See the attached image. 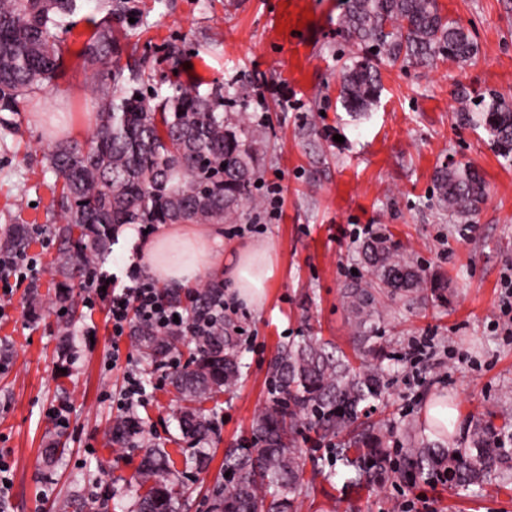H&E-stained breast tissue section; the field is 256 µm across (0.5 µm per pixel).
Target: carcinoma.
Masks as SVG:
<instances>
[{
    "instance_id": "1",
    "label": "carcinoma",
    "mask_w": 512,
    "mask_h": 512,
    "mask_svg": "<svg viewBox=\"0 0 512 512\" xmlns=\"http://www.w3.org/2000/svg\"><path fill=\"white\" fill-rule=\"evenodd\" d=\"M82 0H0V112L18 111L20 99L52 83L62 67L55 30L76 13ZM342 32L370 53L354 56L341 77L340 99L351 113L369 111L380 90L378 62L428 66L443 58L466 63L477 46L464 28L443 17L437 0H349ZM119 39L108 29L93 36L78 52L87 65L105 64ZM474 121L488 133L504 157L512 154V101L501 97L484 105ZM62 181L58 223L48 225L58 244L56 272L93 283L94 269L109 257L117 227L123 224H233L244 204L252 202L255 151L249 132L224 115V87L202 94L178 83L173 94L151 104L119 78L97 101V122L86 145L63 141L45 155ZM443 209L460 219L475 212L486 184L469 165L440 167L434 174ZM29 245L26 226L12 224L0 236L1 253L23 252ZM373 279L348 286L343 299L354 316L355 339L371 352L375 324L384 318L380 297L408 296L427 287L423 271L397 252L391 239L378 234L362 246ZM162 300L186 304L196 316L224 298V278L184 293L163 288ZM238 324L220 319L201 336L192 337L189 363L176 367L169 380L186 403L176 415L184 438L197 446L185 460L207 468L212 421L200 403L233 390L241 377ZM133 336L142 358L158 366L185 344L183 332L156 334L136 323ZM270 403L253 422L249 448L224 451L222 476L210 491L212 512H297L305 492L306 456L296 435L303 427L323 438L338 437L354 427L371 403L383 396L385 370L380 365L354 366L330 342L304 338L281 349L272 363ZM140 418L116 421L109 441L134 445L143 441ZM512 419L496 425L493 416L476 419L460 446L451 450L423 441L405 449L403 475L423 479L445 472L455 486L482 487L487 479L512 480ZM58 439L42 449L51 466L65 453ZM335 460L354 485L380 484L389 475L388 452L381 438L364 430L335 449ZM135 481L143 489L130 512H180L185 489L175 460L158 444L146 448ZM111 489L91 497L72 494L58 503L63 512H109Z\"/></svg>"
}]
</instances>
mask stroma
<instances>
[{"label": "stroma", "mask_w": 512, "mask_h": 512, "mask_svg": "<svg viewBox=\"0 0 512 512\" xmlns=\"http://www.w3.org/2000/svg\"><path fill=\"white\" fill-rule=\"evenodd\" d=\"M349 0H86L83 10L56 30L64 56L57 78L22 99L11 129L0 127V229L30 230L27 254L34 280L19 283L0 318V345L10 355L0 366V456L9 463L6 505L0 512H55L73 490L91 495L113 489L112 512H128L142 449L108 441L128 373L142 369L132 339L112 341L108 305H84L71 326L70 360L58 357L63 278L53 261L47 227L58 220L60 193L44 153L59 140L86 143L96 123L95 101L117 71L139 66L135 86L165 97L174 83L221 84L236 89L224 110L248 123L260 158L259 187H281L278 220L255 206L239 214L236 230H223L224 256L251 240L277 247L276 273L261 305L237 302L233 319L243 330L242 377L230 393L205 402L215 425L204 471L184 466L185 441L173 417L181 401L165 369L153 372L155 389L135 408L146 437L176 439L173 458L191 487L181 512H207L224 451L245 445L270 399V364L289 343L313 336L354 355V328L342 293L371 272L358 231L385 233L427 280L443 282L441 296L394 298L375 326V343L395 363L386 373V401L371 422L384 435L392 461L408 436L424 437L427 405L447 398L457 408L452 434L460 444L472 418L512 415V319L500 310V283L512 273V156L495 150L484 129L469 121L479 98L512 99V0H438L449 20L478 45L464 65L440 60L424 67L381 62V94L368 112L354 115L340 102V76L359 49L340 21ZM306 27L295 31L297 19ZM123 28L111 64L92 69L76 56L83 42L106 27ZM471 164L487 195L461 220L442 210L434 173ZM95 337H87V327ZM433 339L432 357L414 370L400 356L416 337ZM119 361H111L113 350ZM69 403L66 426L49 411ZM68 450L53 471L43 466L48 435ZM298 444L309 461L307 492L299 512H394L402 498H427L432 512H512V482L479 488L430 485L391 476L382 485L352 486L331 476L336 440L303 430Z\"/></svg>", "instance_id": "1"}]
</instances>
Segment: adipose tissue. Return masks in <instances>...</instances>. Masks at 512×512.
Masks as SVG:
<instances>
[{"mask_svg":"<svg viewBox=\"0 0 512 512\" xmlns=\"http://www.w3.org/2000/svg\"><path fill=\"white\" fill-rule=\"evenodd\" d=\"M125 239L134 245L137 259L149 276L161 282L190 285L207 275L224 250V240L213 230L194 224L178 231L160 229L152 238L136 237L125 229ZM276 272V251L271 242H250L241 246L238 257L224 270L229 288L248 304H262Z\"/></svg>","mask_w":512,"mask_h":512,"instance_id":"obj_1","label":"adipose tissue"}]
</instances>
